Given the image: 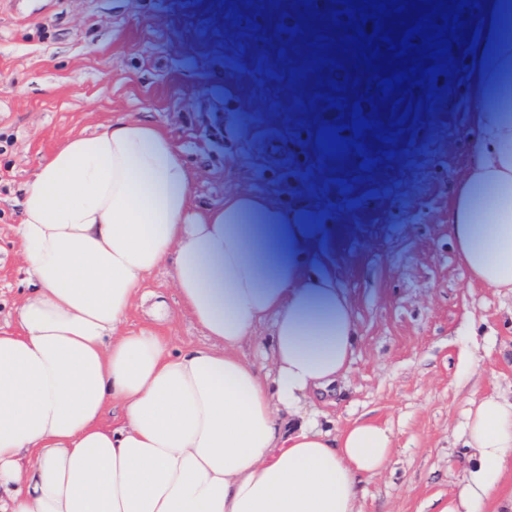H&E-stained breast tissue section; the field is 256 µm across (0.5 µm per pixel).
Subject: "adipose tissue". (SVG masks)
Instances as JSON below:
<instances>
[{
	"instance_id": "adipose-tissue-1",
	"label": "adipose tissue",
	"mask_w": 512,
	"mask_h": 512,
	"mask_svg": "<svg viewBox=\"0 0 512 512\" xmlns=\"http://www.w3.org/2000/svg\"><path fill=\"white\" fill-rule=\"evenodd\" d=\"M469 53L474 155L448 231L471 282L512 291V0H484ZM169 136L136 120L68 136L24 188L19 333L0 331V512H361L390 431L305 415L349 368L350 300L326 270L335 228L252 192L195 206ZM172 282L207 345L125 329L147 278ZM269 325L272 368L240 353ZM120 405L118 426L102 424ZM463 487L485 512L512 475V398L471 404Z\"/></svg>"
}]
</instances>
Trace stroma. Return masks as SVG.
<instances>
[{
    "label": "stroma",
    "mask_w": 512,
    "mask_h": 512,
    "mask_svg": "<svg viewBox=\"0 0 512 512\" xmlns=\"http://www.w3.org/2000/svg\"><path fill=\"white\" fill-rule=\"evenodd\" d=\"M342 0H0V327H17L27 285L17 251L26 182L71 133L119 119L160 127L196 172L198 206L250 191L299 202L336 226L325 267L347 293L359 343L333 396L313 401L328 428L367 420L393 434L391 460L362 483V512H439L464 480L470 401L512 396V293L471 284L448 238L451 200L472 157L461 18L435 87L379 83L412 67L395 57L432 11L408 0L384 18L374 72L355 67ZM370 123L350 125L354 106ZM345 142L318 155L322 124ZM355 145H348V138ZM126 326L178 352L206 344L170 268L146 281ZM165 302L167 317L153 305ZM473 352L465 364L464 352Z\"/></svg>",
    "instance_id": "1"
}]
</instances>
